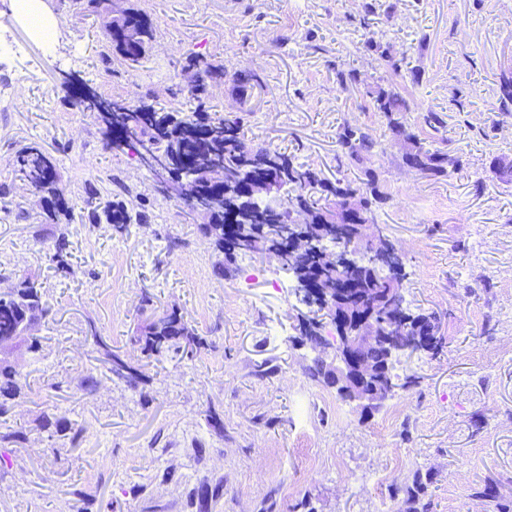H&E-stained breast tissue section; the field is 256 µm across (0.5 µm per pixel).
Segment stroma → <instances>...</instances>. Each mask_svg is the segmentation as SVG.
<instances>
[{"label": "stroma", "mask_w": 512, "mask_h": 512, "mask_svg": "<svg viewBox=\"0 0 512 512\" xmlns=\"http://www.w3.org/2000/svg\"><path fill=\"white\" fill-rule=\"evenodd\" d=\"M116 0L150 15L157 34L138 70L102 55L101 19L54 0L55 46L27 27L0 26V45L22 43L32 71L14 82L0 53V269L31 276L52 314L38 327L39 353L21 351L33 392L14 409L29 440L0 448V512H69L71 488L96 512H407L398 488L430 473L428 512H512V181L490 169L512 161V114L498 86L512 73V0ZM392 13H385V6ZM387 44L400 65L364 47ZM214 55L225 79L213 82L215 111L240 118L248 139L296 156L322 176L357 179L339 163L336 131L348 123L374 141L365 166L388 194L370 229L404 262L405 304L434 314L445 344L438 355L396 361L394 395L371 413L310 376L314 353L296 340L310 316L276 256H239L219 269L203 216L190 213L134 154L106 145L94 113L70 103L69 85L137 103L150 96L186 107L190 52ZM359 83L342 89L337 69ZM252 76L240 104L233 75ZM391 86L403 120L428 147L458 159L447 176L427 177L403 161L383 113L365 86ZM438 114L442 127L425 125ZM50 154L73 205L55 225L44 202L15 178L26 146ZM100 202L146 215L125 235L89 221L88 187ZM69 241L71 274L46 254ZM156 308L179 307L211 350L192 361L151 362L146 390L113 383L84 328L94 322L132 362L128 343L142 316V293ZM92 376L93 391L76 378ZM62 381L60 391L50 382ZM56 409L83 437L61 444L41 427ZM223 424L211 426L208 409ZM224 494L205 506L187 493L202 478ZM494 497H482L485 486Z\"/></svg>", "instance_id": "35a3bbf8"}]
</instances>
